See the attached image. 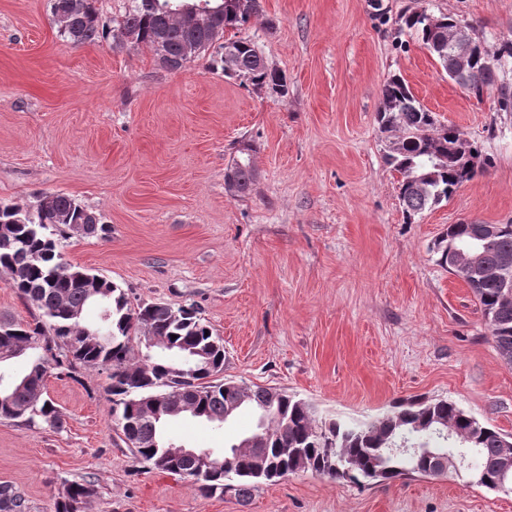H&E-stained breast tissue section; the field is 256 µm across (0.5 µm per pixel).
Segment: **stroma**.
Masks as SVG:
<instances>
[{
  "instance_id": "35a3bbf8",
  "label": "stroma",
  "mask_w": 512,
  "mask_h": 512,
  "mask_svg": "<svg viewBox=\"0 0 512 512\" xmlns=\"http://www.w3.org/2000/svg\"><path fill=\"white\" fill-rule=\"evenodd\" d=\"M249 29L287 79L279 97L212 69L179 71L152 49L63 41L50 0H0V203L56 192L101 215L107 238L72 235L70 264L132 302L195 304L224 341V377L281 388L318 416L370 422L413 397L446 399L512 435V365L468 286L431 247L451 224L512 222V112L500 85L475 99L401 33L425 10L470 25L488 52L512 39V0H259ZM417 100L489 164L447 202L407 220L378 131L381 89ZM248 194L224 175L242 150ZM105 371L49 378L62 424L0 420V484L54 512L63 483L93 481L89 512H512V493L410 475L361 485L309 472L248 502L201 496L136 462L112 421ZM185 417L166 432L217 451L254 426Z\"/></svg>"
}]
</instances>
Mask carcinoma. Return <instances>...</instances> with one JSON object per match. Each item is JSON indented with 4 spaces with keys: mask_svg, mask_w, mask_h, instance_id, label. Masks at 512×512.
Wrapping results in <instances>:
<instances>
[{
    "mask_svg": "<svg viewBox=\"0 0 512 512\" xmlns=\"http://www.w3.org/2000/svg\"><path fill=\"white\" fill-rule=\"evenodd\" d=\"M167 2H186L201 12H212L210 24L192 37L197 53L217 49L213 67L227 79L248 81L288 95L285 77L271 68L250 36L246 25L259 12V0L243 7L224 6L225 0H130V6L113 29L99 16L96 0H82L71 15L69 27L59 31L74 45H95L122 31L135 37V46L155 47L163 33L171 70L182 69L186 33L181 22L159 8ZM433 14L423 10L402 18L401 28L426 48L448 77L476 99L497 82L512 64V40L501 42L491 55L483 42L472 38L468 69L460 73L453 50L440 44L430 26ZM380 133L399 144L386 160L400 175L398 195L409 220L449 200L476 172L467 169L457 142L464 132L441 125L435 113L423 106L401 75L390 77L381 90L377 113ZM427 175V187L415 190L410 173ZM256 172L250 157L237 161L225 173L228 188L248 192ZM92 212L63 193H43L35 205L23 208L0 205V224H10L9 236L0 238V271L10 275L19 295L40 311L33 323L0 319V363L30 354L26 372L0 387V420L19 421L28 427L61 425V414L48 394L50 376L75 377L81 366L104 368L111 380L112 419L120 439L135 457L151 468L186 477L194 469L190 459L166 455L169 439L163 425L188 413L208 423L222 425L224 414L249 409L265 417L256 431L266 436L265 469L256 468L251 450L232 444L224 451L227 467H219L193 481L205 497L224 495L228 488L242 500L250 498L262 481L299 471H311L355 484L390 480L408 474L437 476L440 459L463 453L472 459L473 485L497 491L502 449L512 443L505 435L479 421L448 400H411L369 423L351 424L317 417L314 407L287 392L256 386L241 399L224 381V342L209 331L192 306L173 308L162 301L132 304L118 284L88 270L61 262L58 239L86 224ZM475 225L450 224L434 242L439 265L461 278L472 291L487 319L490 335L500 355L512 365V300H504L503 284L495 274L501 260L512 256V224H498L495 232L478 241ZM477 245L479 258L461 272L457 250ZM154 328L164 341L160 352L144 358L141 330ZM96 495L94 484L71 482L67 496L58 497L55 512H88ZM28 506L8 484H0V512H27Z\"/></svg>",
    "mask_w": 512,
    "mask_h": 512,
    "instance_id": "1",
    "label": "carcinoma"
}]
</instances>
